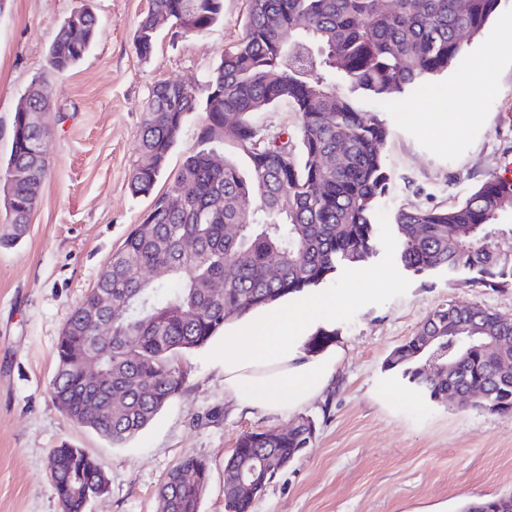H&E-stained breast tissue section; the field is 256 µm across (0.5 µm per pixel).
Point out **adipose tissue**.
Returning a JSON list of instances; mask_svg holds the SVG:
<instances>
[{
  "mask_svg": "<svg viewBox=\"0 0 512 512\" xmlns=\"http://www.w3.org/2000/svg\"><path fill=\"white\" fill-rule=\"evenodd\" d=\"M341 304L335 294L311 291L295 306L279 302L234 326L224 338L225 397L251 414L283 416L321 396L344 351L306 353V334L328 328Z\"/></svg>",
  "mask_w": 512,
  "mask_h": 512,
  "instance_id": "obj_1",
  "label": "adipose tissue"
}]
</instances>
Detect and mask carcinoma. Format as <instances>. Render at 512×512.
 <instances>
[{
  "instance_id": "carcinoma-1",
  "label": "carcinoma",
  "mask_w": 512,
  "mask_h": 512,
  "mask_svg": "<svg viewBox=\"0 0 512 512\" xmlns=\"http://www.w3.org/2000/svg\"><path fill=\"white\" fill-rule=\"evenodd\" d=\"M501 0H249L245 36L191 86L155 84L143 111L141 137L129 173L134 195H150L190 115L205 114L198 147L183 160L166 190L112 253L96 287L70 314L58 337L50 391L60 410L78 419L96 409L92 431L122 446L140 433L180 391L179 356L206 346L224 323L322 284L341 267H356L376 254L375 216L388 191L381 148L391 135L388 113L402 110L407 93H439L440 81L458 69L465 48L482 33ZM224 18V0H150L134 48L150 57L161 25L203 34ZM99 22L88 10L72 13L48 50L50 68L76 67L89 51ZM51 87L37 82L21 98L13 120L6 165L0 164V207L19 240L48 172L41 145L47 136L29 113L48 105ZM286 103L299 113L298 152L289 142L260 140L252 116ZM230 144L248 169L212 153ZM24 170L30 178L15 180ZM185 196L180 210L166 199ZM512 184L490 176L449 207L399 208L392 214L396 258L413 273H468L469 285L512 288V255L499 252L495 236L512 234ZM167 271L161 279L143 270ZM219 281L220 291L212 283ZM111 304L97 317L112 322V341L95 335L88 309L101 296ZM476 319L481 336H512V323L479 305L453 300L435 308L414 336L394 349L385 370L429 401L472 388L484 399L471 409L512 416V351L465 345L454 326ZM319 330L310 352L335 341ZM95 358L102 384L82 381V356ZM436 360L456 363L435 380L425 372ZM314 421L295 420L288 434L249 432L242 452L227 461L225 512H251L253 500L235 497L231 482L254 466L275 474L308 446ZM53 484L62 512H85L84 494L101 470L83 449H55ZM203 471L195 482L183 470ZM206 463L188 455L167 474L158 498L163 512H199L206 492Z\"/></svg>"
}]
</instances>
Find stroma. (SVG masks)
<instances>
[{"label":"stroma","instance_id":"stroma-1","mask_svg":"<svg viewBox=\"0 0 512 512\" xmlns=\"http://www.w3.org/2000/svg\"><path fill=\"white\" fill-rule=\"evenodd\" d=\"M150 0H5L0 5V156H7L20 98L32 82L54 90L43 115L49 171L27 232L0 249V512H61L46 472L67 443L100 460L107 492L86 512H157L158 490L187 455L209 467L200 512H225L224 465L248 432L288 428L293 416L248 414L224 395V338L182 356L181 391L124 447L69 420L49 384L55 345L73 309L94 288L113 251L150 208L128 188L142 110L160 81L203 79L245 34L248 0H224V19L205 34L161 31L149 59L133 39ZM85 9L100 33L84 60L53 74L48 48L63 21ZM512 40V0L449 72L448 87L473 83L460 121L434 122L446 101L420 94L390 118L382 148L389 190L379 201L378 251L362 274L342 269L322 292L357 290L332 325L345 352L324 393L302 415L315 422L303 453L256 498L252 512H460L475 500L512 494V417L433 403L385 370L437 306L455 299L512 318V288L452 282L446 271L410 274L394 259L392 212L446 207L512 165V51L469 63Z\"/></svg>","mask_w":512,"mask_h":512}]
</instances>
